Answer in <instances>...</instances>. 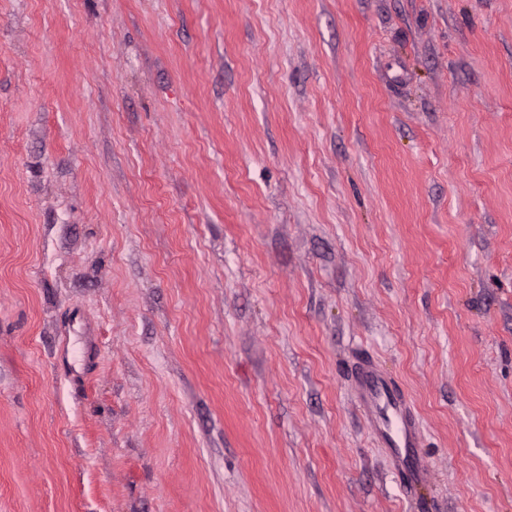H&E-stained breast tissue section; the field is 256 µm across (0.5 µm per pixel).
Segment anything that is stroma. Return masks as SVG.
I'll list each match as a JSON object with an SVG mask.
<instances>
[{
	"mask_svg": "<svg viewBox=\"0 0 512 512\" xmlns=\"http://www.w3.org/2000/svg\"><path fill=\"white\" fill-rule=\"evenodd\" d=\"M0 512H512V0H0ZM358 404L368 433L386 448L394 474L406 493L428 479L416 416L398 384L368 361L354 372Z\"/></svg>",
	"mask_w": 512,
	"mask_h": 512,
	"instance_id": "1",
	"label": "stroma"
}]
</instances>
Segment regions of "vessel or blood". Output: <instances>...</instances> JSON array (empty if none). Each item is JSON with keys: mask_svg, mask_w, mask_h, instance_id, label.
<instances>
[{"mask_svg": "<svg viewBox=\"0 0 512 512\" xmlns=\"http://www.w3.org/2000/svg\"><path fill=\"white\" fill-rule=\"evenodd\" d=\"M358 404L370 436L386 448L392 469L406 492L428 479L416 416L398 384L370 362L354 372Z\"/></svg>", "mask_w": 512, "mask_h": 512, "instance_id": "b4317fda", "label": "vessel or blood"}]
</instances>
